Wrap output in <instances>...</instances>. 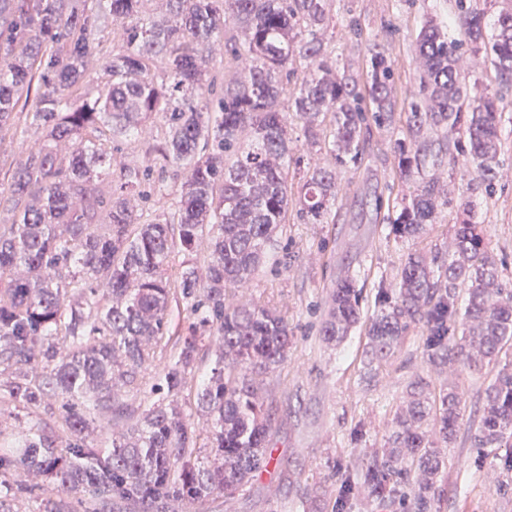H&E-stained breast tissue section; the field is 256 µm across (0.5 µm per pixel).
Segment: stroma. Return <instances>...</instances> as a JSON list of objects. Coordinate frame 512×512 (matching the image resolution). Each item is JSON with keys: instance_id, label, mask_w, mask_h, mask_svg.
Masks as SVG:
<instances>
[{"instance_id": "obj_1", "label": "stroma", "mask_w": 512, "mask_h": 512, "mask_svg": "<svg viewBox=\"0 0 512 512\" xmlns=\"http://www.w3.org/2000/svg\"><path fill=\"white\" fill-rule=\"evenodd\" d=\"M362 24L360 39L344 26L327 32V47L340 59L362 62L379 47L394 68L398 111H405L409 93L417 91L420 71L416 37L427 15H434L456 36L454 0H345ZM501 119L502 178L495 194L474 201V220L485 243L502 263L503 283L512 286V89L504 93ZM404 122L395 131L374 128L369 146L355 169L339 173L341 192L332 224H307L296 204L280 226L271 259L243 288L227 286L226 298L245 300L276 310L293 332L287 359L259 380L260 392L273 408L270 446L276 459L242 491L218 496L200 512H332L339 475H355L361 464L380 451L397 413L405 407L409 383L418 376L430 393L445 384L461 394V429L447 450L444 492L433 512H512V491L501 490L507 471L506 451L492 448L477 454L468 441L483 416L487 386L502 368H512V344L481 371L439 370L421 353L422 336L412 332L380 372L369 366L364 326L352 329L336 344L326 343L320 328L337 280L356 279L363 290L362 311L377 308L379 288H393L407 254L427 255L447 249L454 212L442 209L436 223L416 239L401 241L391 232L388 210L376 209L375 196L406 193L398 179L397 140H411ZM290 255L291 263L277 259ZM60 431L58 418L40 409L0 401V449L12 442L18 426Z\"/></svg>"}]
</instances>
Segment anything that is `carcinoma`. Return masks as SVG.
I'll return each instance as SVG.
<instances>
[{
    "label": "carcinoma",
    "mask_w": 512,
    "mask_h": 512,
    "mask_svg": "<svg viewBox=\"0 0 512 512\" xmlns=\"http://www.w3.org/2000/svg\"><path fill=\"white\" fill-rule=\"evenodd\" d=\"M0 0V132L25 114L35 137L24 165L0 175V204L19 213L0 224V396L63 420L66 438L23 428L0 454V475L16 468L30 484L4 487L8 497L50 480L61 496L43 512H71L65 496L85 492L88 512H188L232 495L272 461V407L255 377L273 371L292 342L288 322L257 305L224 303V286L246 283L288 214V113L327 163L303 172L298 214L327 224L339 192L336 171L364 156L363 130L395 125L391 59L373 50L361 85L326 49L334 0ZM459 37L426 20L417 36L422 78L406 112L407 127L436 129L454 142L448 166L460 162L470 196L492 194L500 169L503 97L467 84V71L493 68L512 88V8L500 10L491 36L474 0H454ZM112 20L107 80L85 93L87 59L101 52L99 33ZM240 37L224 38L227 21ZM235 61L219 80L217 50ZM160 140L147 138L155 113ZM145 145L144 165L114 159L103 142ZM399 178L413 193L395 201L396 238L412 240L452 204L426 141L399 143ZM103 194L98 181L114 174ZM181 172L179 199L163 219L143 220L154 172ZM451 253L407 255L398 288L381 290L367 329L371 362L392 358L421 329L430 364L479 371L512 342V289L501 282L470 208L456 211ZM208 238L212 261L188 259L169 275L175 249L192 253ZM467 327L459 329V291ZM362 289L336 283L320 335L342 340L361 315ZM190 310L185 333L154 390L166 396L140 410L123 402L143 386L145 371L169 334L172 302ZM216 345L210 375L196 386L197 427L179 403L203 342ZM57 397L59 406L47 402ZM409 402L381 452L344 479L332 512H345L356 488L391 503L407 487L406 512H431L447 468L446 450L460 428L459 393L409 383ZM126 422L114 433L92 414ZM107 435L99 448L94 430ZM471 447L512 448V369L487 387L484 415ZM407 457L402 469L393 462Z\"/></svg>",
    "instance_id": "1"
}]
</instances>
